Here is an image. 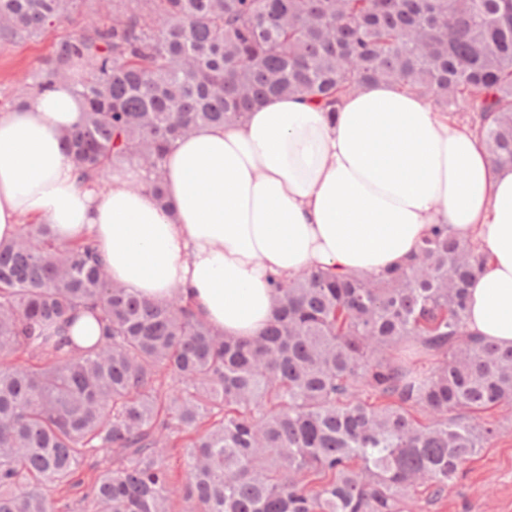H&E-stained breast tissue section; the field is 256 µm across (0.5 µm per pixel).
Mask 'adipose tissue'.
I'll return each instance as SVG.
<instances>
[{
	"label": "adipose tissue",
	"mask_w": 512,
	"mask_h": 512,
	"mask_svg": "<svg viewBox=\"0 0 512 512\" xmlns=\"http://www.w3.org/2000/svg\"><path fill=\"white\" fill-rule=\"evenodd\" d=\"M82 116L67 81L0 113V241L25 223L63 244L91 238L113 283L153 301L182 295L216 332L255 338L276 306L270 276L375 275L445 224L488 254L468 331L512 348V168L425 98L377 83L332 116L275 97L199 127L164 161L165 208L134 164L104 190L79 182L63 138Z\"/></svg>",
	"instance_id": "adipose-tissue-1"
}]
</instances>
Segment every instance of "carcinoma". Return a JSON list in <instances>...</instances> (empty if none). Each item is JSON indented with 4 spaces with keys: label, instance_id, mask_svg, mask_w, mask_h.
<instances>
[{
    "label": "carcinoma",
    "instance_id": "carcinoma-1",
    "mask_svg": "<svg viewBox=\"0 0 512 512\" xmlns=\"http://www.w3.org/2000/svg\"><path fill=\"white\" fill-rule=\"evenodd\" d=\"M81 4L84 26L11 104L74 82L83 122L66 141L84 182L134 160L163 206L164 159L195 128L270 96L333 113L381 81L467 117L512 167V0H111L104 19L99 0H0V42ZM486 264L436 224L379 276L270 277L274 319L243 340L180 295L112 283L93 242L22 225L0 242V512H59L86 467L88 512H405L420 485L441 496L500 435L487 413L512 403V348L467 332ZM81 310L101 325L86 349L60 335Z\"/></svg>",
    "mask_w": 512,
    "mask_h": 512
}]
</instances>
